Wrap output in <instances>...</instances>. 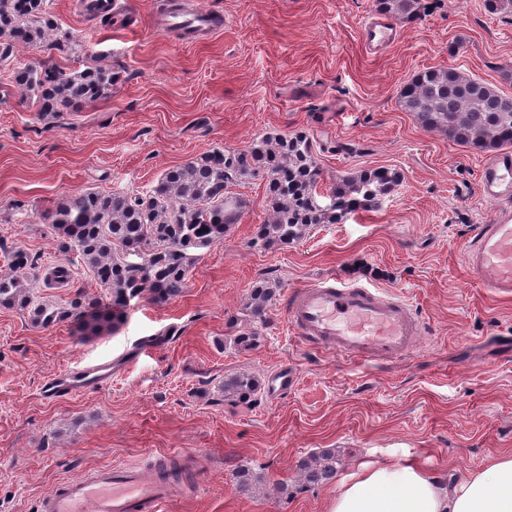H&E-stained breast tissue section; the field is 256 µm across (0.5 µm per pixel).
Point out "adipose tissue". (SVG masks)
I'll list each match as a JSON object with an SVG mask.
<instances>
[{"instance_id": "adipose-tissue-1", "label": "adipose tissue", "mask_w": 512, "mask_h": 512, "mask_svg": "<svg viewBox=\"0 0 512 512\" xmlns=\"http://www.w3.org/2000/svg\"><path fill=\"white\" fill-rule=\"evenodd\" d=\"M330 512H512V453L448 483L404 463L365 467L341 481Z\"/></svg>"}]
</instances>
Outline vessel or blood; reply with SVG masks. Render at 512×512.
Segmentation results:
<instances>
[{
    "label": "vessel or blood",
    "mask_w": 512,
    "mask_h": 512,
    "mask_svg": "<svg viewBox=\"0 0 512 512\" xmlns=\"http://www.w3.org/2000/svg\"><path fill=\"white\" fill-rule=\"evenodd\" d=\"M167 31L190 37L211 34L217 19L193 6L171 12ZM484 197L512 200V150L486 160L479 174ZM471 277L498 296H512V210H498L486 224L475 227L467 242ZM288 323L304 340L354 359L391 361L412 347L422 324L411 306L368 283L329 276L291 293ZM112 382V362H87L49 379L41 388L53 400ZM171 483L148 479L134 465H111L64 482L43 498L41 512H163L173 495Z\"/></svg>",
    "instance_id": "b4317fda"
}]
</instances>
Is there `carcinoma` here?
<instances>
[{"label":"carcinoma","mask_w":512,"mask_h":512,"mask_svg":"<svg viewBox=\"0 0 512 512\" xmlns=\"http://www.w3.org/2000/svg\"><path fill=\"white\" fill-rule=\"evenodd\" d=\"M419 0H377L379 11L398 20L410 19ZM40 49L42 55L26 69L13 72L17 87L34 99L39 111L54 118L78 112L107 98L116 79L110 67L72 70L64 64L78 44L67 32L55 33L47 0H0V65L8 67L17 42ZM398 103L414 112L421 123L443 131L459 144L499 149L512 144V96L458 70L430 68L401 87ZM315 146L304 135L263 139L241 153L212 151L167 170L145 196L84 192L67 195L41 215L51 227L62 258L43 268L46 286H64L71 276L67 256L74 252L106 289L108 300H73L58 312L47 306L30 307L20 275L38 270L37 259L20 248L0 253L7 269L0 272V305L29 308L32 320L47 325L70 317L83 336L115 326L129 301L144 294L156 303L178 297L186 287L193 252L224 240L228 225L238 221L243 199L228 204L224 191L231 184L260 173L266 175L273 206L271 219L260 225L257 240L288 244L316 224H334L344 216L375 205L398 181L384 167L339 178L330 203L322 205L313 193L319 178ZM139 260H131L133 255ZM274 289L265 283L252 288L247 316L265 317ZM241 401L258 391L251 375H237L226 384ZM310 485L336 478L334 455L303 463Z\"/></svg>","instance_id":"obj_1"}]
</instances>
